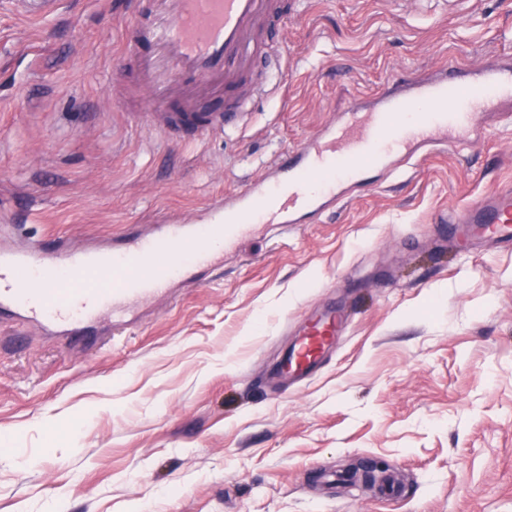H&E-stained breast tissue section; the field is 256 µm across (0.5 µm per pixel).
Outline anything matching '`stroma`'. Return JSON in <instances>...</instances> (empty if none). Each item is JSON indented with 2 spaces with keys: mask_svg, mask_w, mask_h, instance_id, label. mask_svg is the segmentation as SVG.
<instances>
[{
  "mask_svg": "<svg viewBox=\"0 0 512 512\" xmlns=\"http://www.w3.org/2000/svg\"><path fill=\"white\" fill-rule=\"evenodd\" d=\"M131 0H0V248L108 244L221 195L351 101L512 54V0H272L273 82L240 127L173 142L116 58ZM339 200L253 225L220 270L71 347L0 318V512H512V246L449 244V213L512 183V118ZM349 320L306 383L274 376L306 315ZM400 472L395 500L322 470Z\"/></svg>",
  "mask_w": 512,
  "mask_h": 512,
  "instance_id": "1",
  "label": "stroma"
}]
</instances>
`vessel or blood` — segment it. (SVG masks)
<instances>
[{
	"mask_svg": "<svg viewBox=\"0 0 512 512\" xmlns=\"http://www.w3.org/2000/svg\"><path fill=\"white\" fill-rule=\"evenodd\" d=\"M270 0H144L125 27L122 51L142 86L156 93L152 126L204 138L237 126L248 103L237 92L265 54L259 35ZM220 82L223 111L172 112V82ZM512 100V59L478 69L451 63L426 78L401 76L316 138L288 151L258 178L213 205L219 220L198 224L173 215L112 249L75 248L58 259L40 244L0 250V315L9 314L69 340L108 312L165 296L173 283L190 284V268L220 265L226 243L245 224H312L337 198L374 187L378 176L417 168L438 148L468 146L479 116ZM416 113L407 122L408 113ZM455 239L512 245V185L491 190L455 211ZM190 258H182L186 243ZM115 286L82 288L78 279L102 270ZM44 289L34 291V281ZM342 318L328 309L306 319L282 363L284 374L304 378L336 340Z\"/></svg>",
	"mask_w": 512,
	"mask_h": 512,
	"instance_id": "b4317fda",
	"label": "vessel or blood"
}]
</instances>
